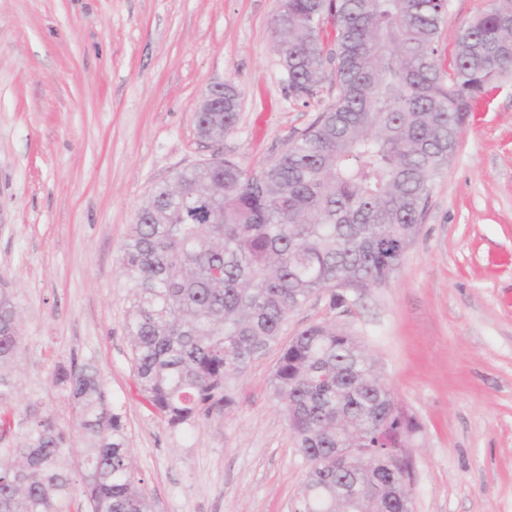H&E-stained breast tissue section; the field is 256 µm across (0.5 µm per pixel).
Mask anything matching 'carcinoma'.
Wrapping results in <instances>:
<instances>
[{
  "label": "carcinoma",
  "instance_id": "carcinoma-1",
  "mask_svg": "<svg viewBox=\"0 0 512 512\" xmlns=\"http://www.w3.org/2000/svg\"><path fill=\"white\" fill-rule=\"evenodd\" d=\"M448 0H281L276 48L298 99L336 70V99L301 138L258 170L231 157L176 171L139 210L122 247L131 290L127 332L137 382L173 429L220 415L233 381L279 340L288 314L316 295L348 313L336 281L382 286L420 233L433 183L485 88L512 72V0H494L439 56ZM331 24L332 41L325 40ZM195 115L203 139L232 133L241 92ZM21 342L0 290V367ZM54 383L76 410L90 512H152L136 479L122 416L90 365ZM298 451L312 459L364 448L313 472L295 512H405L388 449L414 428L376 360L348 331L312 324L279 355L272 378ZM24 443L0 461V512H63L66 434L32 409Z\"/></svg>",
  "mask_w": 512,
  "mask_h": 512
}]
</instances>
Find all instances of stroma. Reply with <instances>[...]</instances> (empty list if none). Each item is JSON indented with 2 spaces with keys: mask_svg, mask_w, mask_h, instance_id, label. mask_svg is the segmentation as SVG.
Wrapping results in <instances>:
<instances>
[{
  "mask_svg": "<svg viewBox=\"0 0 512 512\" xmlns=\"http://www.w3.org/2000/svg\"><path fill=\"white\" fill-rule=\"evenodd\" d=\"M493 0H448L441 60ZM280 0H0V289L22 340L0 368V415L75 410L54 384L91 365L124 420L153 512H292L308 473L271 390V349L234 407L170 428L141 394L127 336L122 245L155 186L223 154L257 168L336 97L333 68L305 101L288 90L272 23ZM241 92L235 131L195 129L217 83ZM436 179L421 232L390 283L291 312L358 336L412 416L414 512H512V77L494 82Z\"/></svg>",
  "mask_w": 512,
  "mask_h": 512,
  "instance_id": "obj_1",
  "label": "stroma"
}]
</instances>
